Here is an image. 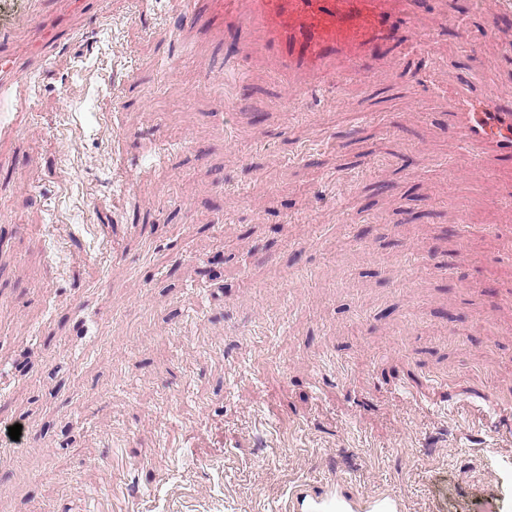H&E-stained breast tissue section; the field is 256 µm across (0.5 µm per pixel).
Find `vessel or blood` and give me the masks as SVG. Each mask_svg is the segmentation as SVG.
Returning a JSON list of instances; mask_svg holds the SVG:
<instances>
[{
    "instance_id": "1",
    "label": "vessel or blood",
    "mask_w": 512,
    "mask_h": 512,
    "mask_svg": "<svg viewBox=\"0 0 512 512\" xmlns=\"http://www.w3.org/2000/svg\"><path fill=\"white\" fill-rule=\"evenodd\" d=\"M176 5L187 29L222 25L234 37L237 53H246L252 34H260L266 54L286 75L366 73L391 63L401 45L418 40L415 0H176ZM76 34L73 25L57 26L38 43L36 56L48 60L60 42ZM448 127L473 148L478 171L495 174L512 199V106L496 95L474 100L459 88L448 104ZM308 499L318 512L400 509L398 499L389 495L362 503L305 485L289 500L287 512H297Z\"/></svg>"
}]
</instances>
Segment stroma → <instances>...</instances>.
I'll use <instances>...</instances> for the list:
<instances>
[{
	"label": "stroma",
	"mask_w": 512,
	"mask_h": 512,
	"mask_svg": "<svg viewBox=\"0 0 512 512\" xmlns=\"http://www.w3.org/2000/svg\"><path fill=\"white\" fill-rule=\"evenodd\" d=\"M171 2L0 94V512H512V202L445 115L512 94V12L418 0L412 86L216 72ZM69 13L0 0V40ZM310 498L314 507L320 512H354L362 510L361 503L356 497H343V503H336V499L339 497L333 492V490L317 487V486H306L302 487L292 496L289 500L285 511L296 512L304 501Z\"/></svg>",
	"instance_id": "stroma-1"
}]
</instances>
